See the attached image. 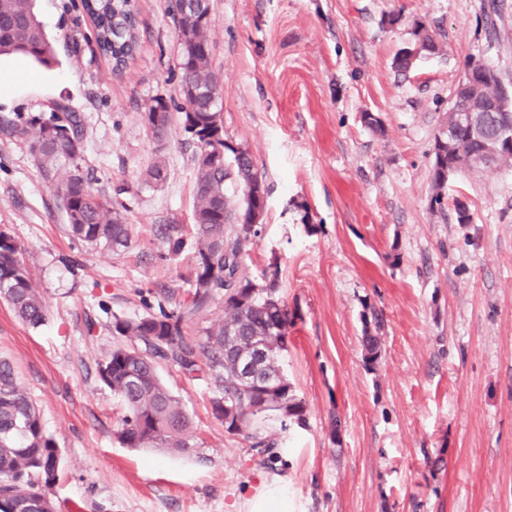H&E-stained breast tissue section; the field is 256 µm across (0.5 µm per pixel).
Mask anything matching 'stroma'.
<instances>
[{
	"instance_id": "stroma-1",
	"label": "stroma",
	"mask_w": 512,
	"mask_h": 512,
	"mask_svg": "<svg viewBox=\"0 0 512 512\" xmlns=\"http://www.w3.org/2000/svg\"><path fill=\"white\" fill-rule=\"evenodd\" d=\"M167 4L137 0L140 47L119 75L80 0H35L57 65L0 58V73L38 76L0 89V118L59 102L79 112L78 169L134 228L121 254L86 250L28 141L0 135V231L21 245L47 307L32 327L0 300V358L61 451L48 489L58 512H512V168L449 178L447 203L464 202L470 223L429 208L435 140L468 63L512 91V0H210L224 137L267 188L245 261L257 279L279 269L290 324L278 362L305 404L302 424L263 423L278 441L269 455L214 418V384L165 364L189 448L123 447V407L98 376L120 341L114 318L191 288L194 149L180 121L160 143L143 120L152 97L178 96ZM422 24L441 51L400 71ZM158 161L167 178L147 183ZM163 224L184 228L179 253ZM375 310L370 363L362 336Z\"/></svg>"
}]
</instances>
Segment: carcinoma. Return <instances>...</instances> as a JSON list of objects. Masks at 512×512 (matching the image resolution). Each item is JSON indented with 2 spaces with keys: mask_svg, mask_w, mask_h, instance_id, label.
<instances>
[{
  "mask_svg": "<svg viewBox=\"0 0 512 512\" xmlns=\"http://www.w3.org/2000/svg\"><path fill=\"white\" fill-rule=\"evenodd\" d=\"M93 18L99 50L112 58L119 71L133 58L137 42L135 0H81ZM209 0L193 6L187 0H170L169 14L178 32L179 95L177 105L188 140L197 147L192 235L195 255L190 269L191 300L186 307L166 308L159 297L157 309L135 318H114L112 330L121 342L99 364L100 381L119 397L124 413L116 435L127 448H156L181 452L189 448L191 422L180 399L161 381L162 363L177 366L194 377L203 373L213 380L216 395L211 399L213 415L224 419V397H235L242 429L275 417L281 427L304 420L305 404L293 393L288 379L280 374L279 352L284 344L276 339L258 376L278 375L276 386L254 388L249 394L237 389L233 380L235 359L226 345L232 334L247 344L255 336H266L278 328L288 331V307L279 296L278 269L256 283L244 261L246 247L263 230L264 208L255 192L262 176L251 155L242 148L226 146L232 164L222 166L203 157L209 138L223 124L211 92L220 86L210 68L207 36ZM414 48L433 55L438 44L425 26L415 31ZM19 54L49 66L54 48L33 10V0H0V55ZM170 104L166 98L150 99L145 112H158V121L147 126L156 140L171 130ZM84 122L80 113L64 103L44 117L17 116L0 120V133L30 142L38 166L56 195L62 200L70 236L93 250L114 253L131 243L133 228L125 223L114 204L93 190L76 171L59 176L61 162L79 156ZM475 147L462 139L454 145L438 139L431 167L432 206L447 215L445 187L450 166L458 174L476 164ZM21 247L0 232V298L26 324L38 327L47 310L33 277L20 258ZM224 298L222 321L202 330L194 328L198 314L218 298ZM373 328H365V357L378 360L380 344L373 332L381 319L371 312ZM60 450L43 428L41 415L16 376L13 364L0 358V512H56L47 489L59 479Z\"/></svg>",
  "mask_w": 512,
  "mask_h": 512,
  "instance_id": "carcinoma-1",
  "label": "carcinoma"
}]
</instances>
